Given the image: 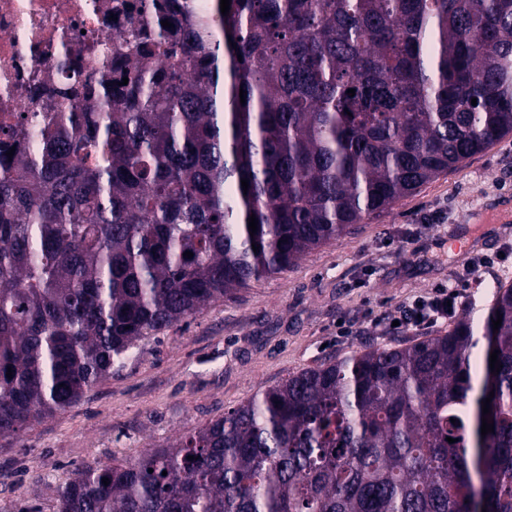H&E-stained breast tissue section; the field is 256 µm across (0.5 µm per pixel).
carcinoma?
<instances>
[{
	"mask_svg": "<svg viewBox=\"0 0 512 512\" xmlns=\"http://www.w3.org/2000/svg\"><path fill=\"white\" fill-rule=\"evenodd\" d=\"M165 19L151 28L192 73L150 33L98 71L95 103L60 87L35 154L0 128L8 444L140 342L512 134V0H231L225 16L211 0L184 32ZM474 336L465 316L290 374L133 461L82 467L57 512H472L478 474L488 512H512V283L478 366Z\"/></svg>",
	"mask_w": 512,
	"mask_h": 512,
	"instance_id": "carcinoma-1",
	"label": "carcinoma"
}]
</instances>
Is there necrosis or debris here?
Masks as SVG:
<instances>
[{"instance_id": "4bbe7bcc", "label": "necrosis or debris", "mask_w": 512, "mask_h": 512, "mask_svg": "<svg viewBox=\"0 0 512 512\" xmlns=\"http://www.w3.org/2000/svg\"><path fill=\"white\" fill-rule=\"evenodd\" d=\"M178 2L188 15L209 0H0V125L21 123L26 146L58 112L62 82L94 97L101 66H125L153 5Z\"/></svg>"}]
</instances>
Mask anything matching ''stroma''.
I'll list each match as a JSON object with an SVG mask.
<instances>
[{"label": "stroma", "instance_id": "stroma-1", "mask_svg": "<svg viewBox=\"0 0 512 512\" xmlns=\"http://www.w3.org/2000/svg\"><path fill=\"white\" fill-rule=\"evenodd\" d=\"M511 201L512 135L287 271L143 341L80 403L34 425L24 446H0V512H56L58 489L85 464L135 459L364 343L397 345L387 322L400 304L498 254L470 286L483 303L459 308L483 321L486 299L512 281V223L494 220ZM341 321L350 335H339Z\"/></svg>", "mask_w": 512, "mask_h": 512}]
</instances>
